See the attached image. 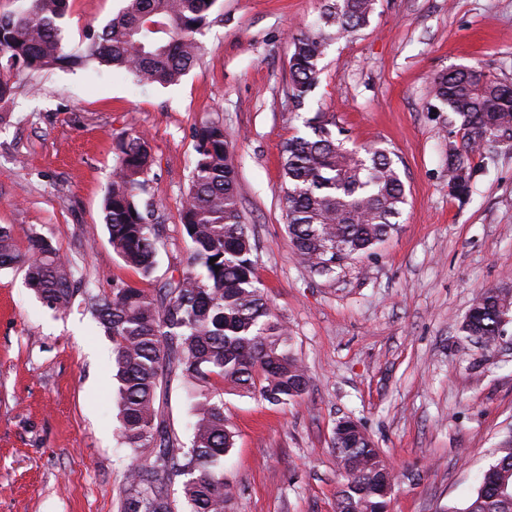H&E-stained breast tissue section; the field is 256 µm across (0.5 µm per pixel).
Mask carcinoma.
Here are the masks:
<instances>
[{"label": "carcinoma", "instance_id": "obj_1", "mask_svg": "<svg viewBox=\"0 0 512 512\" xmlns=\"http://www.w3.org/2000/svg\"><path fill=\"white\" fill-rule=\"evenodd\" d=\"M102 28L89 27L86 43L64 37L68 0H26L0 14V103L13 93L8 74L18 65L32 70L78 68L91 62L134 78L137 85H175L199 60L197 35L212 23L217 0H123ZM375 0H325L320 24L294 40L289 58V99L304 105L320 82L328 41L349 37L370 20ZM442 110L460 122L462 145L448 146V194L469 195L483 150L512 138V82L479 66L446 70L432 83ZM318 113L309 132L289 139L282 152L281 192L288 208V235L296 255L330 273L336 254H363L398 228L405 187L389 152L380 147L348 149ZM224 124L202 125L195 134V162L180 210L192 243L188 268L178 280L151 293L115 280L112 293L89 294L93 310L112 339L117 381L119 437L148 463L130 474L123 512H176L169 487L181 483L189 512H224L231 484L224 456L235 433L224 415V393L286 405L302 397L309 379L291 351L288 330L271 307L255 273L254 246L239 209L236 169ZM113 178L103 198L104 223L113 251L142 278L156 268L157 234L151 224L156 203L142 198L154 164L148 139L117 136ZM26 247L9 226H0V269L26 267L29 285L51 308L63 311L76 296L75 270L52 243L24 231ZM217 261L210 262L211 258ZM512 316V296L480 293L461 333L479 336L487 348ZM182 379L194 423L190 446L180 448L156 406L168 378ZM341 478L336 512H386L391 466L357 422L342 420L333 432ZM461 512H512V437L495 450Z\"/></svg>", "mask_w": 512, "mask_h": 512}]
</instances>
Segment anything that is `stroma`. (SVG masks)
<instances>
[{"instance_id": "obj_1", "label": "stroma", "mask_w": 512, "mask_h": 512, "mask_svg": "<svg viewBox=\"0 0 512 512\" xmlns=\"http://www.w3.org/2000/svg\"><path fill=\"white\" fill-rule=\"evenodd\" d=\"M322 0H217L198 63L173 86L124 73L14 69L0 104V225L42 234L94 293L122 279L150 291L187 268L180 222L195 131L218 119L235 158L256 275L308 373L298 402L225 395L235 429L226 512H336L338 420L358 421L393 464L391 512H462L512 433V324L490 350L460 326L479 293L512 290V148L475 156L466 202L448 194V129L434 74L482 66L512 82V0H377L369 26L333 41L302 109L288 98L293 41ZM122 0H69L65 38L105 24ZM325 113L346 147L388 149L405 186L399 230L322 275L296 256L280 192L281 150ZM143 132L154 165L157 265L144 279L113 251L102 200L116 137ZM112 341L83 297L49 309L22 266L0 270V512H121L142 465L118 436ZM159 407L181 444L189 402L170 378Z\"/></svg>"}]
</instances>
